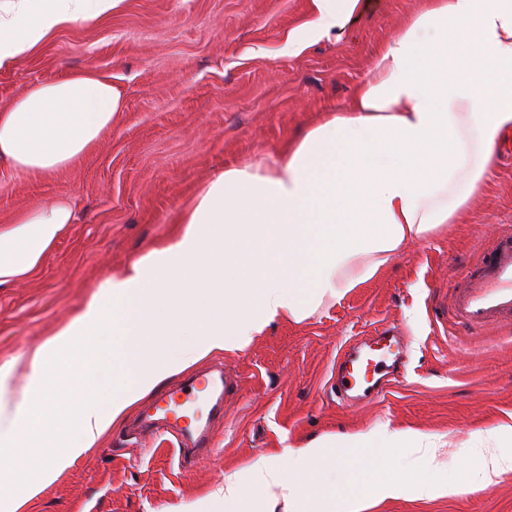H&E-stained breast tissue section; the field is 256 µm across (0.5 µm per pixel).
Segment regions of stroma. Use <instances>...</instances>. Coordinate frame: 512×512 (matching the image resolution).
Instances as JSON below:
<instances>
[{
    "instance_id": "obj_1",
    "label": "stroma",
    "mask_w": 512,
    "mask_h": 512,
    "mask_svg": "<svg viewBox=\"0 0 512 512\" xmlns=\"http://www.w3.org/2000/svg\"><path fill=\"white\" fill-rule=\"evenodd\" d=\"M424 0H362L337 37L308 42L310 0H126L124 9L58 30L0 67V109L37 82L76 71L111 78L124 107L70 167L23 176L0 162V231L32 208L74 199L78 219L18 280L0 285V366L17 392L33 352L151 249L178 238L179 216L224 167L260 162L346 103L376 50ZM512 233V155L460 214L410 244L340 303L300 323L273 324L242 352L224 353L238 387L213 421L215 447L185 466L171 436L134 438L144 402L33 502L27 512H169L205 498L274 449L390 423L440 445L432 466L404 449L403 466L448 481L444 498L406 495L371 512H512V470L476 489L456 469L488 432L512 424V324L472 331L450 294L476 274L479 253ZM404 335L406 366L371 404L338 405V356L378 330Z\"/></svg>"
}]
</instances>
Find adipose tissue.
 <instances>
[{
  "instance_id": "adipose-tissue-1",
  "label": "adipose tissue",
  "mask_w": 512,
  "mask_h": 512,
  "mask_svg": "<svg viewBox=\"0 0 512 512\" xmlns=\"http://www.w3.org/2000/svg\"><path fill=\"white\" fill-rule=\"evenodd\" d=\"M125 0H0V67L58 29L120 12ZM308 40L341 34L362 0H311ZM123 106L105 75L37 83L0 110V160L25 174L72 165ZM512 128V0H427L373 56L351 102L324 113L288 149L214 176L182 217L181 236L105 280L79 314L27 363L23 408L0 399V512H22L165 379L216 353L246 349L274 323L302 322L372 279L406 244L457 215L495 168ZM75 220L67 199L0 232V285L34 268ZM112 356L104 358V337ZM75 382L111 387L60 412ZM501 432L462 471L512 469ZM438 447L380 426L285 446L225 479L198 512H368L413 486L447 496V482L402 466L400 453ZM380 450L365 473L360 451Z\"/></svg>"
}]
</instances>
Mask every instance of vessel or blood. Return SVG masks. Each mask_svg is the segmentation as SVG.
Returning a JSON list of instances; mask_svg holds the SVG:
<instances>
[{
	"label": "vessel or blood",
	"instance_id": "b4317fda",
	"mask_svg": "<svg viewBox=\"0 0 512 512\" xmlns=\"http://www.w3.org/2000/svg\"><path fill=\"white\" fill-rule=\"evenodd\" d=\"M484 276L467 288L454 289L450 309L460 323L471 327H499L512 320V235L504 236L486 248L480 257ZM384 358L373 362V376L361 373L362 351L354 348L345 353L336 372V391L342 396L356 395L360 400H373L381 393L375 377L384 366ZM237 387V375L224 367H214L169 389L158 400L152 415L147 416L146 430L156 434H173L180 461H188L199 449L208 447L212 435L209 418H195L181 423L179 407H190L200 394L213 401L212 413L221 412L224 398Z\"/></svg>",
	"mask_w": 512,
	"mask_h": 512
}]
</instances>
